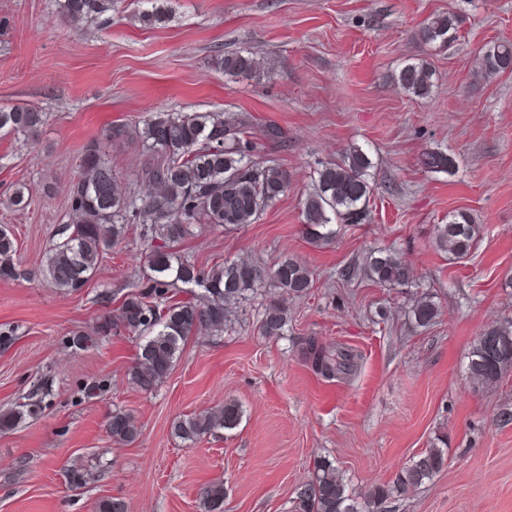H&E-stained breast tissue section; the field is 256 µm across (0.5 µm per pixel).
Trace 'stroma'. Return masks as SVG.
I'll use <instances>...</instances> for the list:
<instances>
[{
    "label": "stroma",
    "mask_w": 512,
    "mask_h": 512,
    "mask_svg": "<svg viewBox=\"0 0 512 512\" xmlns=\"http://www.w3.org/2000/svg\"><path fill=\"white\" fill-rule=\"evenodd\" d=\"M168 19L140 21L141 0H114L108 23H71L56 0H0V107L45 112L34 138L0 129V225L16 239L25 277L0 280V326L16 340L0 350V410L34 383L48 386L37 417L0 433V512H98L121 497L128 512H201L199 487L224 485V512H290L316 460L330 462L358 494L445 439L447 462L408 496L380 512H512V371L492 386L466 377L467 353L485 329L512 324V72L485 73L482 54L512 39V0H166ZM461 24L447 47L421 43L437 14ZM247 50L268 74L225 76L215 55ZM427 62L431 94L394 82L402 65ZM223 112L283 138L265 145L290 176L288 189L252 224H200L179 251L206 268L250 258L267 266L291 256L312 271L307 295L288 299V331L261 336L258 321L279 291L262 281L235 311V328L193 337L166 381L145 393L128 380L138 346L128 335L95 340L75 353L73 333L92 336L144 271L138 225L79 292L40 276L58 225L70 223L66 196L83 146L103 141L116 170L138 165V145L106 141L117 124L158 107ZM373 162L365 223L339 226L333 243L306 237L301 200L320 165L349 145ZM456 162L453 174L422 168L425 151ZM31 202L10 205L18 185ZM454 210L480 226L463 259L440 250L437 227ZM396 250L414 272L411 287L364 274L370 255ZM437 294L434 325L408 310ZM352 349L354 375L327 380L301 357L305 338ZM241 405L243 418L186 446L171 430L183 414ZM129 413L141 434L113 443L106 420ZM75 463L98 466L94 483L67 489Z\"/></svg>",
    "instance_id": "1"
}]
</instances>
